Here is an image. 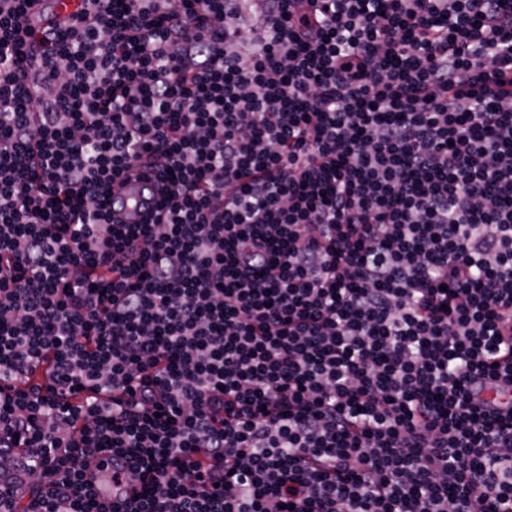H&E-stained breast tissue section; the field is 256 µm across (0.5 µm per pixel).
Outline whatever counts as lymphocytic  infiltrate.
<instances>
[{"mask_svg": "<svg viewBox=\"0 0 512 512\" xmlns=\"http://www.w3.org/2000/svg\"><path fill=\"white\" fill-rule=\"evenodd\" d=\"M34 2L0 512H512V0ZM141 162L160 216L109 223ZM81 0H48L46 2H37L33 7L32 23L38 25L40 20L48 17L60 16L69 17L78 10Z\"/></svg>", "mask_w": 512, "mask_h": 512, "instance_id": "obj_1", "label": "lymphocytic infiltrate"}]
</instances>
